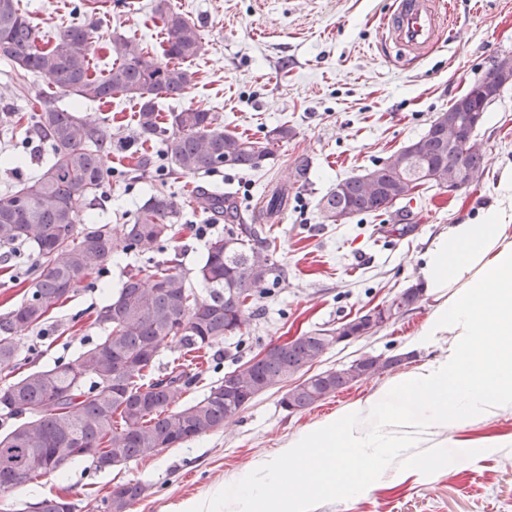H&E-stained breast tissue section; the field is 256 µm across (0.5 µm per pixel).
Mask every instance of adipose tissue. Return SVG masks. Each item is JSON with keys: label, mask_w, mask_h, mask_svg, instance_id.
Wrapping results in <instances>:
<instances>
[{"label": "adipose tissue", "mask_w": 512, "mask_h": 512, "mask_svg": "<svg viewBox=\"0 0 512 512\" xmlns=\"http://www.w3.org/2000/svg\"><path fill=\"white\" fill-rule=\"evenodd\" d=\"M418 279L435 301L418 341L449 337L447 356L258 461L255 474L275 478L260 512H313L320 495H352L374 460L394 449L512 411V219L493 212L449 225L421 255Z\"/></svg>", "instance_id": "adipose-tissue-1"}]
</instances>
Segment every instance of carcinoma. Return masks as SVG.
Instances as JSON below:
<instances>
[{
  "instance_id": "obj_1",
  "label": "carcinoma",
  "mask_w": 512,
  "mask_h": 512,
  "mask_svg": "<svg viewBox=\"0 0 512 512\" xmlns=\"http://www.w3.org/2000/svg\"><path fill=\"white\" fill-rule=\"evenodd\" d=\"M107 0H79L83 20L72 22L54 37L40 30L20 11L19 0H0V58L12 64L15 79L47 74L60 91L87 102L116 98L137 101V136L161 145L168 166L186 175H206L226 166L257 169L273 155L271 145L290 135L286 126L273 128L260 144L227 132L212 113L188 106L162 118L157 99L182 98L194 80L185 63L204 50L201 32L168 0H157L155 12L165 31L164 60L149 58L135 37L113 35L112 58L100 74L91 70L93 39ZM441 116L420 137L414 154L397 152L379 174L386 190L369 191L364 176H350L320 200L325 217L378 214L408 197L406 183L429 172L448 169L454 148L438 130ZM27 132L44 138L49 157L41 172L0 194V246L28 245L37 276L15 309L0 317V367H14L18 358L15 329L37 327L70 297L85 278L104 269L112 253L142 256L175 235L179 207L163 190L151 194L127 224H84L89 200L106 189L109 176L101 153L111 143V126H93L73 113L45 107L31 116ZM201 208L224 218V234L211 237L196 277L207 288L199 296L174 260L136 265L118 294L101 308L96 321L103 336L68 362L30 370L0 387V406L14 424L0 434V473L8 471L17 488L37 473L35 464L54 462L59 470L84 450L108 444L105 458L91 461L97 471L110 469L179 446L224 428L256 396L316 363L325 353L322 331L298 337L286 348L270 349L260 363L246 361L233 370L238 395L229 400L224 381L210 386L200 400L183 404L197 382L201 352L240 336L251 309L269 296L280 267L257 250L265 240L246 222L236 202L224 195L202 193ZM174 342L181 353L165 371L154 367L164 347ZM403 362L365 355L359 367L382 371ZM351 368L327 370L306 378L287 392L286 403L301 412L348 388ZM127 512L145 496L141 483L115 485ZM62 497L45 498L36 512H73Z\"/></svg>"
}]
</instances>
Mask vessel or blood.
I'll return each instance as SVG.
<instances>
[{
    "label": "vessel or blood",
    "instance_id": "1",
    "mask_svg": "<svg viewBox=\"0 0 512 512\" xmlns=\"http://www.w3.org/2000/svg\"><path fill=\"white\" fill-rule=\"evenodd\" d=\"M447 16L445 0H396L384 23L385 41L394 45L399 58L419 59L439 43Z\"/></svg>",
    "mask_w": 512,
    "mask_h": 512
}]
</instances>
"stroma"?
<instances>
[{"mask_svg":"<svg viewBox=\"0 0 512 512\" xmlns=\"http://www.w3.org/2000/svg\"><path fill=\"white\" fill-rule=\"evenodd\" d=\"M76 2L20 0V6L50 34L71 21ZM135 2L136 9H115L104 18L95 62L108 61L115 34L142 39L152 56L161 55L164 34L152 12L155 0ZM455 2L445 41L424 59L396 68L384 56L380 30L394 0H170L197 24L205 51L190 65L195 80L187 95L160 101L161 112L199 107L214 113L226 131L259 142L274 127L290 130L259 169L223 168L202 178L162 165L138 169L133 101L82 102L44 74L18 88L7 77L9 64L0 60V193L42 169L45 142L16 127L40 111L41 100L93 123L111 116L112 145L103 155L110 188L86 206L87 223H126L150 190H167L179 203L183 229L150 257L178 258L191 274L204 259L208 238L224 230L223 221L198 207L197 192L231 193L238 205L255 209L271 186L287 187L288 205L272 242L283 275L272 295L256 304L244 339L257 352L288 336L336 328L413 285L420 255L446 226L512 209V82L501 88L475 131L485 153L478 183L455 193L421 188L379 217L358 215L333 224L319 209L320 198L336 183L418 139L498 58L512 56V0ZM303 163L310 169L304 183L296 177ZM6 254L0 260V316L20 304L36 276L27 247ZM134 262L115 254L99 278L80 283L43 324L19 332L27 368L71 360L96 342L103 334L97 313ZM432 307V299L424 298L376 334L326 350L314 372L347 367L367 354L399 355L403 362L317 407L287 413L279 405L285 388L278 385L219 432L105 471L74 461L0 492V512H30V504L63 494L74 512H100L101 497L129 481L147 487L130 512H178L187 501L211 505V512H237L232 497L258 459L275 456L288 437L447 354L444 338L426 349L413 346ZM451 440L446 468L404 470L400 458H387L351 497H321L315 512H512V413L454 430ZM478 444L485 450L476 456L471 448Z\"/></svg>","mask_w":512,"mask_h":512,"instance_id":"obj_1","label":"stroma"}]
</instances>
